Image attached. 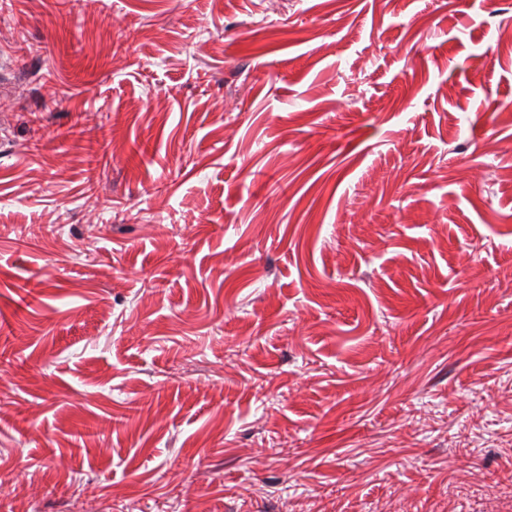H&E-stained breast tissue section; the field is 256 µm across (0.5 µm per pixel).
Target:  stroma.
Listing matches in <instances>:
<instances>
[{"mask_svg":"<svg viewBox=\"0 0 512 512\" xmlns=\"http://www.w3.org/2000/svg\"><path fill=\"white\" fill-rule=\"evenodd\" d=\"M511 30L512 0H0L30 512L512 495Z\"/></svg>","mask_w":512,"mask_h":512,"instance_id":"stroma-1","label":"stroma"}]
</instances>
